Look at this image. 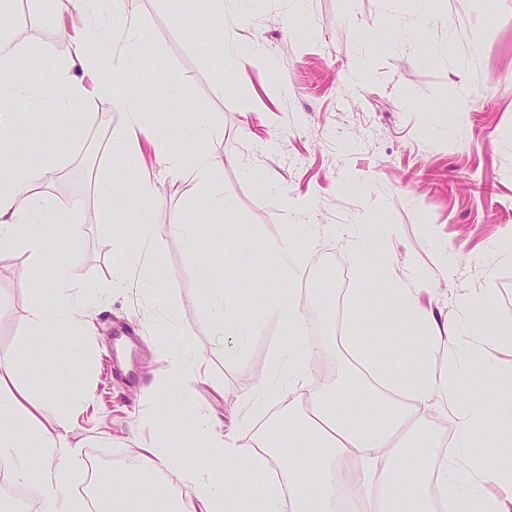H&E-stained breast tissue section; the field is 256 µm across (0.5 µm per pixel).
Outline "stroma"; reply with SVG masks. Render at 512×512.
Masks as SVG:
<instances>
[{
	"label": "stroma",
	"mask_w": 512,
	"mask_h": 512,
	"mask_svg": "<svg viewBox=\"0 0 512 512\" xmlns=\"http://www.w3.org/2000/svg\"><path fill=\"white\" fill-rule=\"evenodd\" d=\"M129 8L139 47L162 75H130L125 91L141 99L153 123L211 126L208 146L224 159L219 184L235 202L225 224L268 239L302 233L307 223L349 229L343 238L322 236L303 289L319 296L340 285L363 287L370 274L354 263L352 242L370 235L380 261L417 289L423 305L459 316L456 296L466 290L482 300L471 316L483 330L512 321V260L503 255L512 247V0H233L224 29L264 63L229 73L207 44L184 34L199 21L195 0H131ZM424 13L443 21L406 39L405 27ZM13 16L29 61L40 62L42 79H50L70 56L68 38L27 0H16ZM88 110L82 116L50 106L34 115L33 125L58 135L36 142L31 153L57 155L53 193L77 209L82 235L69 293L96 335L79 346L51 337L44 358L24 362L39 380L45 420L61 410L60 369L84 373L91 399L67 433L81 457L68 485L77 498L90 462L108 457L120 469L150 437V423L162 422L180 398L197 412L235 420L249 438L277 407L261 386L274 381L272 351L285 342L267 320L226 360L199 305L196 268L171 231L195 212L196 178L166 170L146 129L137 133L139 166L161 190L153 222L172 258L168 290L159 302L115 288L127 271L113 239L138 242L139 230L103 219L96 180L113 170L123 121L104 99H91ZM434 238L457 258L450 276L435 266ZM35 273L24 251L0 253L2 363L16 362L17 341L28 331ZM166 343L202 360L205 371H186L164 404L148 392L167 370L155 354Z\"/></svg>",
	"instance_id": "35a3bbf8"
}]
</instances>
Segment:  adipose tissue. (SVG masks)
Listing matches in <instances>:
<instances>
[{"instance_id": "adipose-tissue-1", "label": "adipose tissue", "mask_w": 512, "mask_h": 512, "mask_svg": "<svg viewBox=\"0 0 512 512\" xmlns=\"http://www.w3.org/2000/svg\"><path fill=\"white\" fill-rule=\"evenodd\" d=\"M205 22L189 27V37L210 43L220 67L255 62L224 32L225 0H202ZM111 14L119 19L125 38L109 44L110 70H101L99 51L87 35L73 31V53L51 82L33 86L32 76L20 64L23 46L0 30V251L21 245L49 275L32 283L40 300L29 314V331L17 342L20 353L42 351L44 336L58 334L74 343H85L88 330L75 314V300L51 297L54 288L68 287L77 256L56 250L41 233L45 224L74 223V212L61 208L47 193L58 178L55 156L33 162L21 154L36 132L28 121L32 111L48 103L78 111L91 96L107 99L128 131L121 148L137 150L134 131L145 114L138 99L122 90L125 75L144 65L145 58L133 42L137 28L127 14L124 0H112ZM92 73V85L83 76ZM159 143L178 139L183 147L164 152L175 172L192 170L198 179L200 211L206 221L177 225L197 258L201 306L225 344L226 358H233L255 320L245 312L228 280H216L208 261L210 253L223 251L228 227L212 219L215 211L229 212L232 199L215 184L221 157L206 147L212 136L209 125L193 122L179 131L160 129ZM99 191L106 211L152 236V210L160 199L157 186L143 179L137 194H129L118 176H106ZM323 228L310 225L304 236L278 241H241L236 264L245 273L275 264L278 286L267 304L268 314L291 341L280 351L288 377L278 392L279 407L268 414L248 441L235 428L214 434V420L193 414L191 431L208 453L197 465L186 467L177 458L166 436L151 440L130 454L120 477L97 479L100 512H153L164 503L166 512H339V500L362 502L363 512H512V413L496 415L488 391L512 388V371L497 368L474 349L471 326L462 319L438 320L423 307L413 289L392 267L377 260L378 252L360 245L353 252L356 264L369 268L371 278L362 288L349 289L342 302L332 299L309 302L294 288L307 258L318 248ZM128 266L145 265L144 275L119 280L164 300L167 258L154 249L142 261L133 248H121ZM341 311L344 328L330 320ZM316 313L324 334H306L305 318ZM342 344L352 364H340L331 380L311 377L308 369L330 345ZM486 380V395L474 394L471 377ZM14 368L0 370V466L11 478L24 482L42 462H54L44 486L43 512H85L84 503L68 491L76 449L66 444L70 417L86 398L83 377L70 371L58 379L68 405L53 420L40 417L34 384L17 381ZM448 417L447 433L428 425L433 410ZM493 440L503 452L485 457L477 435ZM359 461L354 478H346L347 464ZM259 478L247 485L242 472ZM177 478L179 494H171L170 478Z\"/></svg>"}]
</instances>
